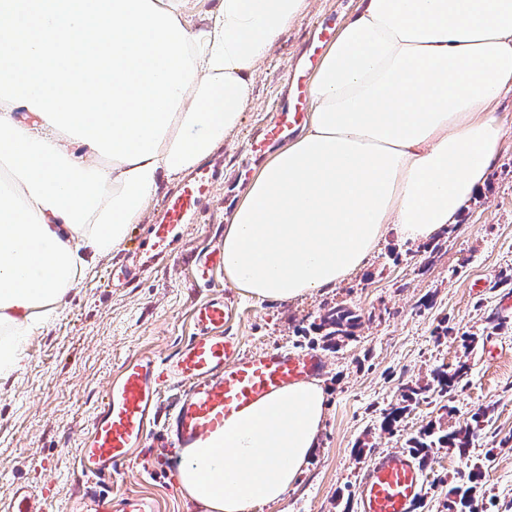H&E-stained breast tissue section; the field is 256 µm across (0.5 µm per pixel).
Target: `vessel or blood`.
Returning a JSON list of instances; mask_svg holds the SVG:
<instances>
[{"mask_svg":"<svg viewBox=\"0 0 512 512\" xmlns=\"http://www.w3.org/2000/svg\"><path fill=\"white\" fill-rule=\"evenodd\" d=\"M212 188L213 171L204 164L167 197L162 221L149 227L154 258L171 255V227L185 223ZM223 264L221 249L212 247L196 258L194 276L210 281ZM231 315L223 297L212 298L194 308V332L174 354L139 355L123 363L104 391L78 450L69 512H157L153 498L117 495L104 491L102 484L123 473L147 438L164 389L183 391L167 425L169 446L183 448L205 434L222 431L225 420L254 401L324 371L325 360L314 351L281 348L243 354L239 339L224 332ZM423 493V471L415 457L383 451L371 459L360 479L359 512H415Z\"/></svg>","mask_w":512,"mask_h":512,"instance_id":"vessel-or-blood-1","label":"vessel or blood"}]
</instances>
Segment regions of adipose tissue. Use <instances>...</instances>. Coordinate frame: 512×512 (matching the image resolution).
<instances>
[{
	"mask_svg": "<svg viewBox=\"0 0 512 512\" xmlns=\"http://www.w3.org/2000/svg\"><path fill=\"white\" fill-rule=\"evenodd\" d=\"M306 0H0V384L163 179L239 125L254 69ZM512 0H361L310 82V119L224 228V277L279 303L360 271L389 230L426 241L483 189L507 133ZM319 379L180 452L200 512L280 501L328 415Z\"/></svg>",
	"mask_w": 512,
	"mask_h": 512,
	"instance_id": "ef3b65f1",
	"label": "adipose tissue"
}]
</instances>
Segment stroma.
Wrapping results in <instances>:
<instances>
[{"instance_id":"1","label":"stroma","mask_w":512,"mask_h":512,"mask_svg":"<svg viewBox=\"0 0 512 512\" xmlns=\"http://www.w3.org/2000/svg\"><path fill=\"white\" fill-rule=\"evenodd\" d=\"M359 0H306L304 12L257 68L252 104L239 126L212 151L218 165L212 194L195 223L174 231L171 260L148 264L144 242L161 215L163 181L125 246L98 260L92 275L61 306L50 325L29 340L27 362L0 386V512H11L17 488H27L36 512H68L70 474L98 399L122 363L137 355L165 357L193 334L200 302L224 297L233 310L224 327L242 349L313 350L327 361L328 418L304 475L275 504L252 512H358L357 489L370 458L408 449L427 425L454 431L486 411L467 450L433 449L424 464L425 493L416 512H448V493L466 465L484 463L480 512H512V138H505L481 193L454 224L430 243L388 231L359 273L294 301L259 302L243 296L223 274L212 283L194 277L195 256L219 245L224 226L253 174L279 142H252L283 113L306 109L309 75L328 38L356 11ZM359 318L339 345L316 341L329 309ZM505 317L504 327L487 321ZM470 370L445 394L404 401L406 386L430 381L437 368ZM404 407L398 428L381 431L385 410ZM158 430L117 476L115 493H146L159 512H198L177 490V463L162 464Z\"/></svg>"}]
</instances>
